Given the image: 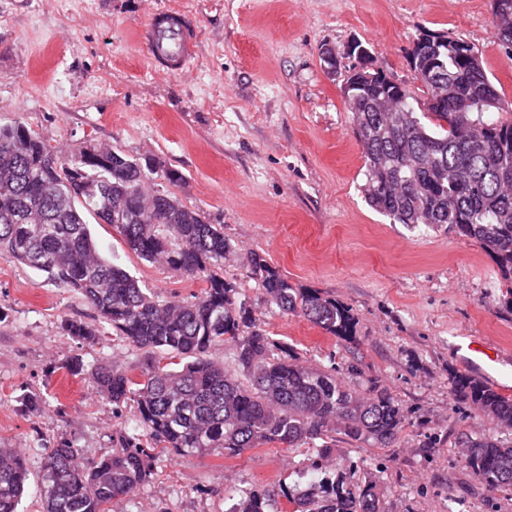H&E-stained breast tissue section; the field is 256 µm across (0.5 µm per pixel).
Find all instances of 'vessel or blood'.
<instances>
[{
    "label": "vessel or blood",
    "instance_id": "obj_1",
    "mask_svg": "<svg viewBox=\"0 0 512 512\" xmlns=\"http://www.w3.org/2000/svg\"><path fill=\"white\" fill-rule=\"evenodd\" d=\"M148 56L152 64L168 72H183L193 63L198 30L189 14L156 10L147 19Z\"/></svg>",
    "mask_w": 512,
    "mask_h": 512
}]
</instances>
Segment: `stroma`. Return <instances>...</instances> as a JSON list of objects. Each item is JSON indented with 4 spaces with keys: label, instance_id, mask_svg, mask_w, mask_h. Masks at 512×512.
<instances>
[{
    "label": "stroma",
    "instance_id": "stroma-1",
    "mask_svg": "<svg viewBox=\"0 0 512 512\" xmlns=\"http://www.w3.org/2000/svg\"><path fill=\"white\" fill-rule=\"evenodd\" d=\"M186 11L200 30L191 68H154L147 16ZM461 39L482 54L512 103V60L495 37L490 0H0V125L23 122L64 155L91 141L133 158H156L184 180L158 185L235 246L224 277L251 302L272 338L304 364L339 367L347 388L387 389L404 423L381 448L336 437L324 470H295L286 450L262 445L234 458L165 457L149 486L110 512H224V493L253 485L274 493L273 512H292L282 487L322 472L373 481L383 512H512V492L492 490L459 463L461 433L512 440V432L457 396L468 374L455 345L470 337L496 350L512 372V309L496 265L455 233L389 223L365 201L362 150L340 81L323 67L329 49L350 65L353 42L415 95L410 65L421 33ZM101 253L160 299L189 297V279L132 253L117 230L91 224ZM263 254L289 283L352 309L344 340L264 300L245 262ZM93 309L0 252V447L29 469L22 512H39L46 447L66 439L96 461L133 426V405L98 394L91 368L140 366V351L104 329L98 341L66 335ZM357 363L356 373L345 372ZM39 401L26 408L27 398Z\"/></svg>",
    "mask_w": 512,
    "mask_h": 512
}]
</instances>
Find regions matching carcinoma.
I'll return each mask as SVG.
<instances>
[{"instance_id": "obj_1", "label": "carcinoma", "mask_w": 512, "mask_h": 512, "mask_svg": "<svg viewBox=\"0 0 512 512\" xmlns=\"http://www.w3.org/2000/svg\"><path fill=\"white\" fill-rule=\"evenodd\" d=\"M496 38L512 55V0H491ZM425 88L448 87L437 103L420 102L381 74L349 76L352 113L361 145L365 197L392 224L446 229L466 237L512 281V121L493 113L503 100L475 46L445 35L415 43L410 56ZM177 183L174 169L85 141L58 157L24 123L0 125V251L83 296L97 321L141 351L137 376L98 364L100 396L136 406L137 421L116 432L119 448L97 462L60 440L45 449L41 512H108V505L149 484L157 453L176 457L221 452L226 457L261 445L309 446L315 467L335 451L336 435L387 446L403 423L398 402L373 388L359 397L336 369L305 366L276 342L235 284L219 270L235 246L224 225L151 187L153 175ZM115 227L146 262H163L199 278V293L160 300L123 267L104 258L86 216ZM265 301L298 314L332 336L354 334L351 309L315 289L295 288L265 257L248 258ZM71 336L95 339L97 325L68 321ZM233 343L232 366L210 358ZM453 390L501 428L512 430V400L466 375ZM461 465L490 489H512V442L493 436L460 438ZM27 464L15 448H0V512H21ZM293 512H382L376 485L324 474L304 490H282ZM225 512H270L254 487H233Z\"/></svg>"}]
</instances>
